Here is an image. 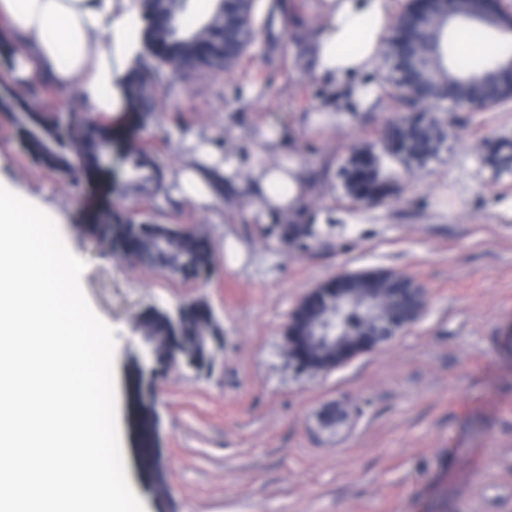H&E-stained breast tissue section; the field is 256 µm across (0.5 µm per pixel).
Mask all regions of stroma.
I'll use <instances>...</instances> for the list:
<instances>
[{
	"label": "stroma",
	"mask_w": 512,
	"mask_h": 512,
	"mask_svg": "<svg viewBox=\"0 0 512 512\" xmlns=\"http://www.w3.org/2000/svg\"><path fill=\"white\" fill-rule=\"evenodd\" d=\"M321 0H257L258 41L218 74L168 70L154 118L113 114L112 171L92 183L53 174L21 149L0 112V185L40 206L85 261L81 287L114 331L117 416L128 480L146 512H512V170L484 163L512 141V102L447 115L440 160L388 168L396 189L356 204L336 173L358 148L382 149L396 117L365 106L316 73ZM277 162L296 153L313 203L331 224L301 225L251 211L250 168L261 128ZM212 140L235 165L209 208L132 192L122 151L154 144L165 174L190 138ZM152 208L209 243L207 282L172 278L104 250L85 226L108 209ZM412 277L426 306L390 342L328 371L289 358V316L313 288L342 272ZM200 301L223 344L210 367L186 363L155 379L156 449L169 485L152 492L138 466L131 389L144 363L135 322L147 309Z\"/></svg>",
	"instance_id": "obj_1"
}]
</instances>
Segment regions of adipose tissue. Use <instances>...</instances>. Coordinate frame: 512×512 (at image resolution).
Listing matches in <instances>:
<instances>
[{"label": "adipose tissue", "instance_id": "ef3b65f1", "mask_svg": "<svg viewBox=\"0 0 512 512\" xmlns=\"http://www.w3.org/2000/svg\"><path fill=\"white\" fill-rule=\"evenodd\" d=\"M399 7L398 0H324V31L316 45L317 72L349 82L353 100L370 98L361 77L379 61V47ZM0 21L31 47L21 73L38 80L50 75L63 89H77L97 114H112L126 100L129 72L143 54L145 20L135 0H0ZM234 167L208 141L195 140L189 160L174 178L181 198L196 205L215 204L219 179ZM255 209L284 215L292 224H323L329 214L303 207L312 189L298 159L254 163Z\"/></svg>", "mask_w": 512, "mask_h": 512}]
</instances>
